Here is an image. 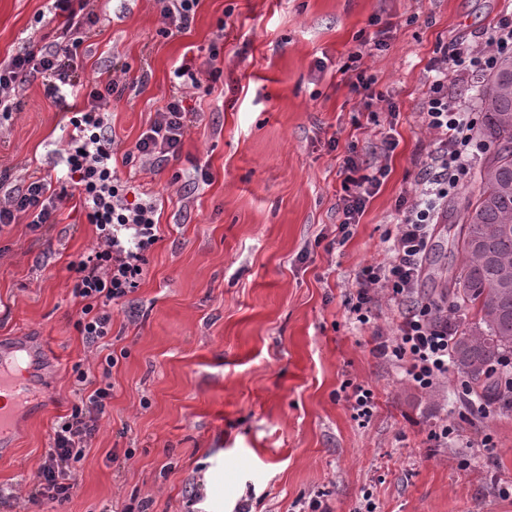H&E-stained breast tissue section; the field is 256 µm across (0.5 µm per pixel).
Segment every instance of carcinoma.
<instances>
[{
	"instance_id": "carcinoma-1",
	"label": "carcinoma",
	"mask_w": 512,
	"mask_h": 512,
	"mask_svg": "<svg viewBox=\"0 0 512 512\" xmlns=\"http://www.w3.org/2000/svg\"><path fill=\"white\" fill-rule=\"evenodd\" d=\"M481 133L489 143L479 170L478 192L455 201L458 231L453 246L463 261L448 276L443 295L448 311L474 312L451 328V363L476 386L477 395L512 409V395L499 390L492 367L512 354V56L500 59L482 79Z\"/></svg>"
}]
</instances>
